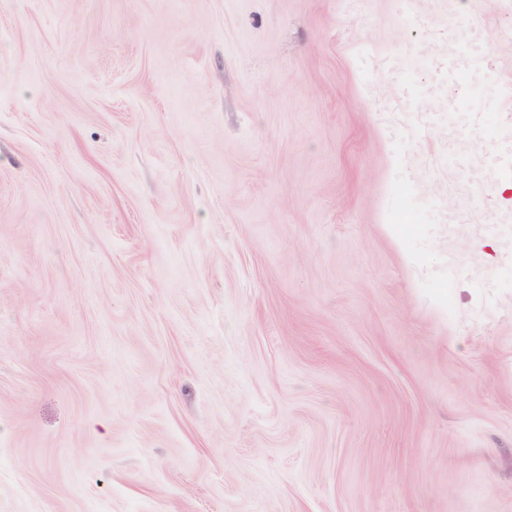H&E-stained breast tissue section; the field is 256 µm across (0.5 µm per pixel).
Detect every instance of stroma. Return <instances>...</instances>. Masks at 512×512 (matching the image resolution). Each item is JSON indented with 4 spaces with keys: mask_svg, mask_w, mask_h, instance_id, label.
<instances>
[{
    "mask_svg": "<svg viewBox=\"0 0 512 512\" xmlns=\"http://www.w3.org/2000/svg\"><path fill=\"white\" fill-rule=\"evenodd\" d=\"M512 0H0V512H512V221L449 24Z\"/></svg>",
    "mask_w": 512,
    "mask_h": 512,
    "instance_id": "obj_1",
    "label": "stroma"
}]
</instances>
